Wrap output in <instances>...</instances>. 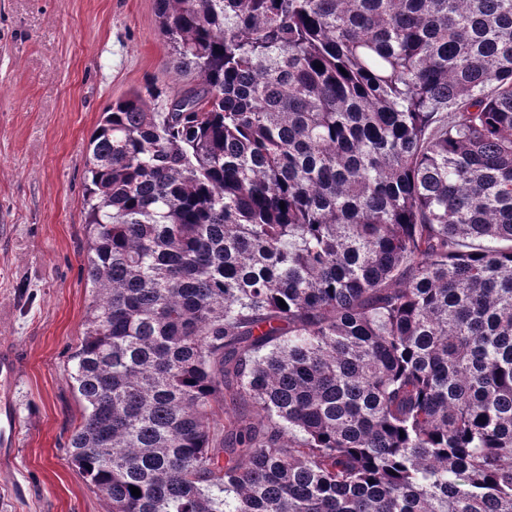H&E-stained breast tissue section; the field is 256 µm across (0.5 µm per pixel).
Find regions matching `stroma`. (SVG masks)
<instances>
[{
  "label": "stroma",
  "mask_w": 512,
  "mask_h": 512,
  "mask_svg": "<svg viewBox=\"0 0 512 512\" xmlns=\"http://www.w3.org/2000/svg\"><path fill=\"white\" fill-rule=\"evenodd\" d=\"M192 80L168 63L155 0H0V344L20 362L0 512H110L67 448L85 413L70 372L92 301L87 145L130 89Z\"/></svg>",
  "instance_id": "obj_1"
}]
</instances>
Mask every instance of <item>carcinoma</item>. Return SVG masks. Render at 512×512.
<instances>
[{"label": "carcinoma", "mask_w": 512, "mask_h": 512, "mask_svg": "<svg viewBox=\"0 0 512 512\" xmlns=\"http://www.w3.org/2000/svg\"><path fill=\"white\" fill-rule=\"evenodd\" d=\"M156 5L194 81L88 142L71 463L111 512H512V0Z\"/></svg>", "instance_id": "cac0c4a2"}]
</instances>
